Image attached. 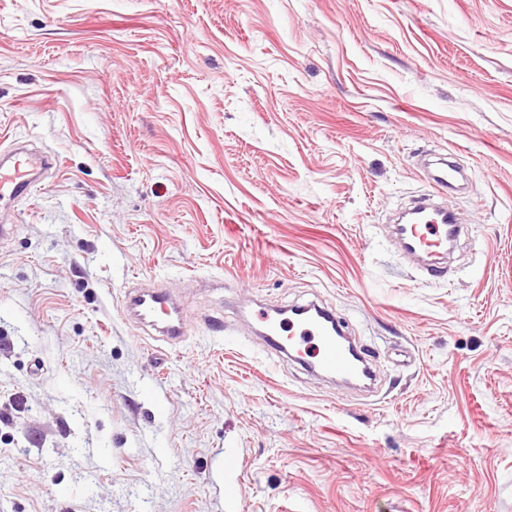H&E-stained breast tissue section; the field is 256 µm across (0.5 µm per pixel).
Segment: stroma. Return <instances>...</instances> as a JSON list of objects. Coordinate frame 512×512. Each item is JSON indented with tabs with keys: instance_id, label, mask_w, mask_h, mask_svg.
Returning <instances> with one entry per match:
<instances>
[{
	"instance_id": "1",
	"label": "stroma",
	"mask_w": 512,
	"mask_h": 512,
	"mask_svg": "<svg viewBox=\"0 0 512 512\" xmlns=\"http://www.w3.org/2000/svg\"><path fill=\"white\" fill-rule=\"evenodd\" d=\"M0 512H512V0H0ZM448 153L428 280L387 218ZM164 280L172 346L123 310ZM334 309L377 396L269 361ZM234 495H226L225 486ZM52 161L47 157L30 155L14 150L1 157L0 162V202L6 204L26 197L36 181V172L43 170Z\"/></svg>"
}]
</instances>
